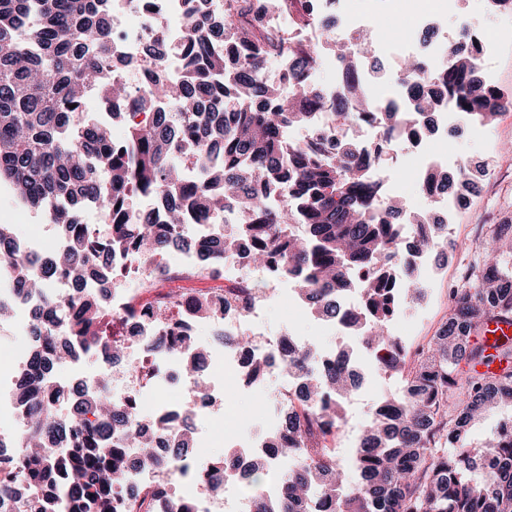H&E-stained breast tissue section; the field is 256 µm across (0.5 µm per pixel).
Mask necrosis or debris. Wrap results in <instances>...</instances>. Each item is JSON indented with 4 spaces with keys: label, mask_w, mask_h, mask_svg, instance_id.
Here are the masks:
<instances>
[{
    "label": "necrosis or debris",
    "mask_w": 512,
    "mask_h": 512,
    "mask_svg": "<svg viewBox=\"0 0 512 512\" xmlns=\"http://www.w3.org/2000/svg\"><path fill=\"white\" fill-rule=\"evenodd\" d=\"M397 15L410 25L411 33L436 30L437 19L446 11V0H393ZM187 0H110L112 29V64L106 70L108 80L132 84L144 78L153 60L145 53L151 43H159L167 78L180 79L184 73L183 48L188 34ZM332 16L336 29L347 36L366 32L370 20L357 12L356 0H264L261 17L253 25L254 39L273 42L279 76H287L299 52L317 44L325 30L323 16ZM246 213L233 216L211 214L206 223L188 225L194 238L191 249L171 255L146 258L133 252L113 255L105 278L90 277L80 284L60 278L49 281L48 294L70 302L90 294L102 303L96 327L111 343L110 351L100 356L108 373L113 402L135 403L143 425L153 429L160 439L174 442L182 427L172 420V413L190 418L200 447H207L217 424H224V443L236 454L227 469L221 491L197 479L202 465L199 456L186 458L180 472L135 464L127 469L122 485L115 493L116 512H180L191 503L193 512H253V498L241 492L244 459L265 452L269 433L280 431L285 416L302 413L305 402L300 389L302 373L287 368L283 360L289 349L300 346L294 336H265L256 328L261 313L273 299L307 312L304 297L295 288L280 292L255 288L254 274L240 263L227 262L220 271L203 263L202 254L216 234L217 226L233 221L246 223ZM208 282L197 290L196 282ZM206 297L215 308L203 316L188 308L189 300ZM38 296L24 293L13 260L0 258V303L11 309V326L16 335H28L32 311ZM208 333L199 344L202 367L198 378L187 376L179 358L166 355L155 345L161 336H196ZM342 345L341 351L311 349L309 369L321 374L336 363L339 354H347L352 373V391L362 387L359 361L353 354L355 336L343 322L330 324ZM253 334L248 349H240L235 339ZM33 356L32 345L17 343L9 353L8 366L0 373V432L19 438L23 411L13 395L14 386ZM262 364L265 371L276 372L282 386L265 406L246 439H239L232 429L238 419L237 409L224 400L225 392L235 390L252 364Z\"/></svg>",
    "instance_id": "4bbe7bcc"
}]
</instances>
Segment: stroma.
Masks as SVG:
<instances>
[{
	"mask_svg": "<svg viewBox=\"0 0 512 512\" xmlns=\"http://www.w3.org/2000/svg\"><path fill=\"white\" fill-rule=\"evenodd\" d=\"M362 10L373 20V36L388 42L401 40L405 34L403 20L394 12L391 0H363ZM468 23L472 30L490 28L498 32H512V16L487 11L485 0H449L448 14L441 18L449 35H456L460 23ZM512 142V111L501 114L491 125L467 127L463 134L449 133L446 144L449 159L487 163L488 174L481 194L474 197L466 210L447 215L445 207L434 206L430 197L422 192L416 172L409 160L418 156L419 146L401 143L392 160L380 161L378 171L390 195L398 196L420 210H437L448 217V235L457 242L452 258L439 265L437 275L431 277L424 300L402 308L398 318L388 321L390 335L404 339L408 353L426 347L431 337L448 318V290L455 283L459 268L468 263L475 252L478 225L489 220L512 219V164L498 162L497 155L504 142ZM0 224L15 225L23 234L52 236L61 234L57 224H47L42 213L19 204L10 185L0 182ZM262 324L271 335L289 333L305 336L317 345L335 346L336 337L324 322L304 314L288 312L278 303L266 310ZM363 388L366 403H353L349 417L352 423L366 425L371 418L368 403L399 394L405 384V372H384L373 357H366L362 365Z\"/></svg>",
	"mask_w": 512,
	"mask_h": 512,
	"instance_id": "1",
	"label": "stroma"
}]
</instances>
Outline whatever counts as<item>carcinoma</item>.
<instances>
[{
	"instance_id": "obj_1",
	"label": "carcinoma",
	"mask_w": 512,
	"mask_h": 512,
	"mask_svg": "<svg viewBox=\"0 0 512 512\" xmlns=\"http://www.w3.org/2000/svg\"><path fill=\"white\" fill-rule=\"evenodd\" d=\"M107 0H0V181L10 184L25 205L69 227V249L44 261L21 259L18 274L27 288L60 276L79 280L99 252L135 250L147 257L188 244V222L201 223L218 211L245 210L251 223L212 241L203 259L211 268L230 259L248 267H267L298 287L318 317H338L373 350L379 365L397 370L403 348L384 335L394 307V291L411 302L425 296L415 272L416 255L440 240L448 254L457 245L445 224H426L400 198L387 194L376 165L391 134L407 123L428 124L448 110L461 119L456 132L480 119L489 123L512 110V98L483 79L478 63L481 39L464 23L445 65L433 70L418 58L387 75L402 100L381 109L361 86L360 60L369 54L360 42L337 45L346 69L343 100L329 101L308 83L307 69L319 48L303 52L288 74L293 94L284 96L262 79L274 45L253 42L251 29L236 22L254 10V0H229L224 20L214 21L197 0L190 10L187 59L180 82L161 75L157 45L146 48L155 71L143 90L122 83L100 85L111 64ZM104 106L124 104L134 117L152 111V121L133 123L127 138L112 140L109 119L97 117L65 128L83 111L90 88ZM162 100L179 111H158ZM331 109L339 124L376 123L382 142H334L323 130L302 143L288 140L287 129L314 124ZM200 143L207 165L200 181L186 182L175 149L185 135ZM484 167L463 165L455 173L438 170L426 183L463 204L479 189ZM282 190L277 206L266 203L269 190ZM165 198L167 222L156 224L133 209L139 194ZM98 203L112 215V233L101 238L72 220L79 205ZM305 228L287 233L288 225ZM18 230L0 224V246L18 251ZM349 290L363 293L361 307L345 311ZM101 308L97 298H81L65 314L46 296L33 312L31 334L38 343L20 379L17 399L24 408L25 468L0 474V512H114L112 487L129 465L147 463L180 469L190 448L184 432L166 459L155 454V438L140 426L132 407L120 409L100 389L80 384L64 391L48 379L62 349L99 359L106 339L92 329ZM512 323V220L492 225L450 289L448 319L418 354L404 392L373 408L359 448L351 486L327 453L311 455L298 447L311 421L289 418L285 428L297 447L277 437L267 447L280 459L307 458L288 473L278 497L260 495L254 512H512V417L476 448L469 427L486 412L512 408V342L487 355L475 338L485 322ZM67 321L69 335H52L51 326ZM163 351L182 349L183 370L197 373L190 339L163 336ZM504 364L478 372V363ZM333 387L336 403L328 423L338 421L348 379L342 364L317 375L303 390L314 413L321 385ZM76 394L73 415L60 418L55 407ZM225 456L202 469L217 488Z\"/></svg>"
}]
</instances>
